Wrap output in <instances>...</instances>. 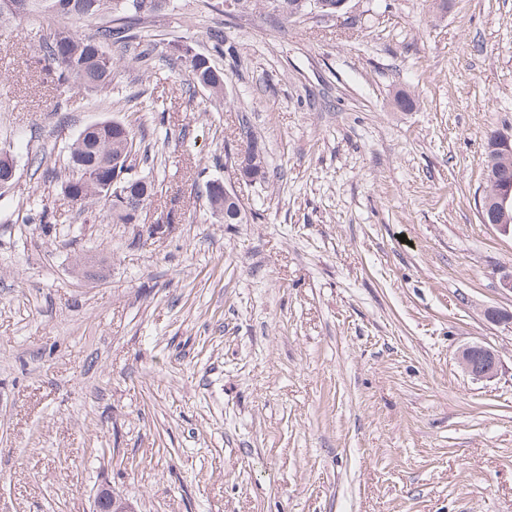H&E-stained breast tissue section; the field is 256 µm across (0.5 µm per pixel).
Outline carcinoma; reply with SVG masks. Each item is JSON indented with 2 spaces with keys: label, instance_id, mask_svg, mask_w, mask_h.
Returning <instances> with one entry per match:
<instances>
[{
  "label": "carcinoma",
  "instance_id": "obj_1",
  "mask_svg": "<svg viewBox=\"0 0 512 512\" xmlns=\"http://www.w3.org/2000/svg\"><path fill=\"white\" fill-rule=\"evenodd\" d=\"M254 9L288 20L297 0H250ZM170 0H0V24L18 15L66 16L79 21H107L89 34L51 29L43 35L35 67L67 90L93 93L100 100L112 95L117 69L126 64L145 72L155 67L157 45L147 32L148 23L162 15ZM132 49L129 57L112 55V47ZM188 71L192 85L208 93L207 100L227 103L224 72L210 57L188 44L174 47ZM143 130L125 119L105 118L86 126L72 141L66 158L68 174L61 181L62 192L76 207L86 210L100 198H111L108 209L114 224H139L154 196L155 184L146 178L123 173L137 161L151 158V143ZM216 181L206 184L211 208L224 214V223L241 224L247 219L239 200L224 199Z\"/></svg>",
  "mask_w": 512,
  "mask_h": 512
}]
</instances>
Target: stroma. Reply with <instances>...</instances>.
Returning <instances> with one entry per match:
<instances>
[{"label":"stroma","mask_w":512,"mask_h":512,"mask_svg":"<svg viewBox=\"0 0 512 512\" xmlns=\"http://www.w3.org/2000/svg\"><path fill=\"white\" fill-rule=\"evenodd\" d=\"M149 32L224 73L118 69L154 140L147 223L78 209L48 171L107 117L32 73L49 26L0 27V512H512V238L480 223L490 135L512 126V0H349L336 19L173 0ZM224 32L215 54L211 28ZM409 94L411 109L395 107ZM277 172L233 188L241 120ZM47 211L40 223L39 211ZM480 342L491 380L456 361ZM174 51L177 53L176 59L179 60L188 71L191 83L202 88L208 93L207 100L222 102L227 104L225 93L226 81H224V73L216 68L210 57L195 52L189 44H176ZM225 86V87H224ZM206 100V103H207ZM220 182L218 180L209 181L206 184V196L212 209L224 214V222L228 224H242L248 218L244 212L242 203L240 204L238 198L233 201H224V195L231 197L226 187L217 188L215 184ZM479 354L481 361L476 363L473 355ZM457 362L464 373L477 380L494 378L499 369L500 356L498 352L481 343L467 344L457 353ZM133 505L124 497L117 496L109 486H102L95 496L92 512H135Z\"/></svg>","instance_id":"obj_1"}]
</instances>
